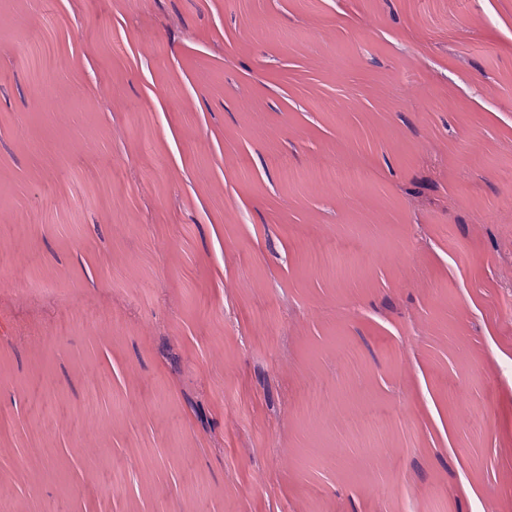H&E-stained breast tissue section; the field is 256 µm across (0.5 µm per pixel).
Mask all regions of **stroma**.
<instances>
[{
    "label": "stroma",
    "instance_id": "35a3bbf8",
    "mask_svg": "<svg viewBox=\"0 0 512 512\" xmlns=\"http://www.w3.org/2000/svg\"><path fill=\"white\" fill-rule=\"evenodd\" d=\"M489 504L512 0H0V512Z\"/></svg>",
    "mask_w": 512,
    "mask_h": 512
}]
</instances>
